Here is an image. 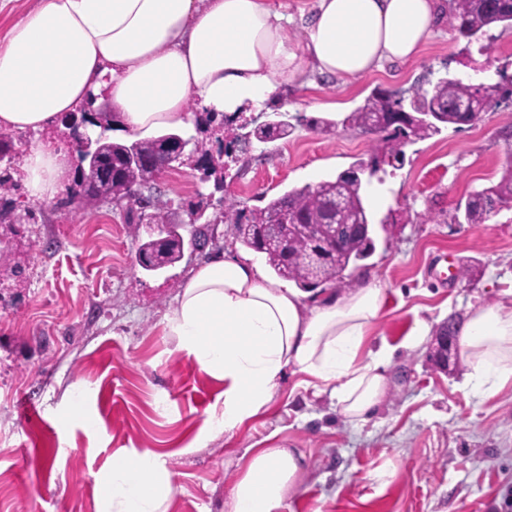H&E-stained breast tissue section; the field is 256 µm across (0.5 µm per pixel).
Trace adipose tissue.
<instances>
[{"label":"adipose tissue","mask_w":512,"mask_h":512,"mask_svg":"<svg viewBox=\"0 0 512 512\" xmlns=\"http://www.w3.org/2000/svg\"><path fill=\"white\" fill-rule=\"evenodd\" d=\"M447 24L445 0H37L0 39V128L34 133L23 183L29 199L50 201L70 165L39 134L63 115L109 111L120 135L189 133L201 112L235 119L278 103L285 86L408 61ZM383 301L376 279L309 300L266 282L250 257L208 258L165 317L179 349L224 384L197 447L264 415L289 370L366 423L390 382L392 349H363ZM456 331L471 396L512 382V304L469 307ZM305 471L293 449H245L225 512H287ZM97 483L98 512H168L173 495L166 459L149 449L113 453Z\"/></svg>","instance_id":"1"}]
</instances>
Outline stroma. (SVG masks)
Instances as JSON below:
<instances>
[{"mask_svg": "<svg viewBox=\"0 0 512 512\" xmlns=\"http://www.w3.org/2000/svg\"><path fill=\"white\" fill-rule=\"evenodd\" d=\"M482 43L490 54L443 32L412 61L355 82L325 76L286 88L280 105L295 126L288 138L229 146L211 136L212 151L225 153L223 189L200 182L191 162L160 180L162 201L183 237L202 230L214 249L236 247L219 199L248 212L380 155L383 143L338 125L374 89L406 97L446 75L476 83L512 76V29L490 26ZM317 118L336 125L308 129ZM404 151L402 167L385 176V203L368 205L376 250L354 272L386 287L366 348L395 350L393 385L361 426L290 373L266 414L193 449L205 419L222 408L224 385L178 349L164 317L205 253L185 250L163 274H144L121 209H83L64 195L40 203L35 223L1 235L24 274L0 270V512H97L98 473L116 451L145 448L167 459L169 512H224L243 450L267 445L306 456L289 512H512V383L474 398L462 387L463 361L445 371L433 364V337L417 350L404 346L418 322L436 331L469 306L512 299V208L484 224L455 218L461 198L496 185L512 162V99L475 125L445 128ZM201 194L213 200L202 228L187 215ZM446 260L471 266L473 281H437ZM23 398L36 404L38 421L24 422ZM75 402L97 429L71 417ZM46 423L53 433H44Z\"/></svg>", "mask_w": 512, "mask_h": 512, "instance_id": "stroma-1", "label": "stroma"}]
</instances>
